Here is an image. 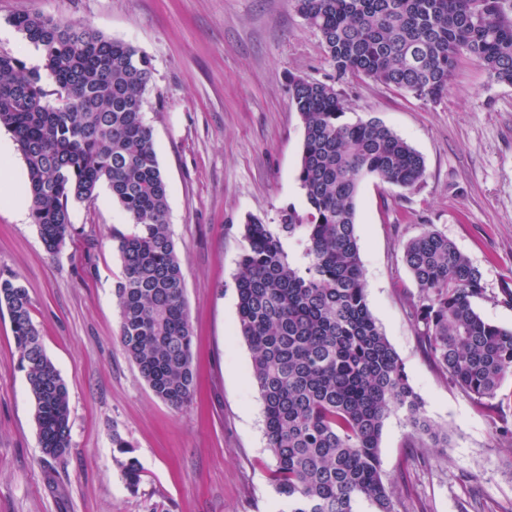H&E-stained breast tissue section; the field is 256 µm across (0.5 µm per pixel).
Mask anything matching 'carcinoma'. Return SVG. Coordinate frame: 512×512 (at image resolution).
<instances>
[{
  "label": "carcinoma",
  "instance_id": "cac0c4a2",
  "mask_svg": "<svg viewBox=\"0 0 512 512\" xmlns=\"http://www.w3.org/2000/svg\"><path fill=\"white\" fill-rule=\"evenodd\" d=\"M316 30L336 82L292 80L303 126L298 181L306 205L282 211L273 230L250 216L235 277L238 331L252 355L281 512H398L381 469L385 420L402 412L413 448H446L448 431L425 415L405 365L373 316L355 233L362 178L410 189L422 155L380 120L342 121L337 85L365 76L418 98L440 99L459 56L512 85V21L502 0H291ZM9 22L42 53L43 65L0 53V127L26 165L32 223L57 253L73 231L70 206L105 186L128 218L112 229L123 276L114 290L119 338L154 395L186 407L196 389L185 280L167 224L168 185L145 120L153 70L136 46L82 23L38 13ZM303 243L292 261L283 240ZM403 260L418 288L417 334L452 382L480 407L512 373V329L483 318L481 271L448 237L427 229ZM20 366L26 372L43 454L70 447L69 390L47 356L27 289L0 277ZM128 485L141 466L112 434Z\"/></svg>",
  "mask_w": 512,
  "mask_h": 512
}]
</instances>
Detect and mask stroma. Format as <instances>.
Listing matches in <instances>:
<instances>
[{"label":"stroma","instance_id":"35a3bbf8","mask_svg":"<svg viewBox=\"0 0 512 512\" xmlns=\"http://www.w3.org/2000/svg\"><path fill=\"white\" fill-rule=\"evenodd\" d=\"M81 22L150 59L146 119L168 183L169 222L185 280L198 389L177 410L158 399L119 341L121 276L112 229L127 217L100 189L70 207L58 254L35 224L0 209V275L26 287L44 349L70 393L71 446L43 454L9 315L0 312V512H277L272 454L251 353L238 332L235 276L248 216L279 222L303 208V127L291 80H330L318 32L290 0H0V52L27 55L12 15ZM345 119H380L424 158L412 189L363 179L356 234L367 302L448 448H413L401 415L385 422L383 472L400 512H482L512 503V375L507 408L477 407L441 372L411 317L418 288L403 248L424 230L451 239L483 275L475 308L512 328V86L460 57L448 91L426 101L348 78ZM132 442L143 477L130 489L113 434Z\"/></svg>","mask_w":512,"mask_h":512}]
</instances>
